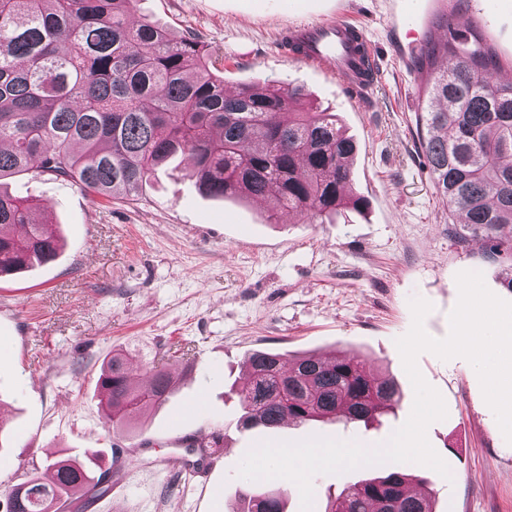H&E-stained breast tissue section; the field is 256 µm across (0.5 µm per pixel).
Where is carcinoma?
Instances as JSON below:
<instances>
[{"label": "carcinoma", "mask_w": 512, "mask_h": 512, "mask_svg": "<svg viewBox=\"0 0 512 512\" xmlns=\"http://www.w3.org/2000/svg\"><path fill=\"white\" fill-rule=\"evenodd\" d=\"M134 0H0V179L35 168L99 197L132 195L180 153L212 197L261 199L276 214L325 220L365 200L351 193L355 142L304 101L298 86L267 80L228 91L218 59L192 35L176 37ZM444 65L435 67L439 61ZM441 108L416 114L420 146L450 216L508 264L512 290V86L492 81L500 62L478 28L425 44ZM62 248L32 204L0 189V277L54 261ZM134 369L121 353L104 363L97 390L107 422L135 419L170 394L164 367ZM241 425L378 420L402 398L396 382L358 356L298 357L256 350L238 389ZM46 483L28 475L9 512H50L63 496L103 492L84 461L58 457ZM328 495L324 512H434L427 479L399 468ZM288 492L244 495L236 512H287Z\"/></svg>", "instance_id": "cac0c4a2"}]
</instances>
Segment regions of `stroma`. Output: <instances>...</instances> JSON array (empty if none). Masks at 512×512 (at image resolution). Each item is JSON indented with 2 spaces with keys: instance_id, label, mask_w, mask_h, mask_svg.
I'll use <instances>...</instances> for the list:
<instances>
[{
  "instance_id": "35a3bbf8",
  "label": "stroma",
  "mask_w": 512,
  "mask_h": 512,
  "mask_svg": "<svg viewBox=\"0 0 512 512\" xmlns=\"http://www.w3.org/2000/svg\"><path fill=\"white\" fill-rule=\"evenodd\" d=\"M285 2L135 0L134 11L197 37L221 59L225 86L276 80L334 113L357 143L352 191L367 208L325 224L278 221L270 204L202 194L179 157L135 195L108 200L35 170L8 179V192L50 215L64 247L52 263L0 278V457L17 464L0 477L1 504L25 474L44 471L49 454H99L120 486L118 512H234L246 488L238 467L257 441L319 435L371 446L406 421L414 392L395 340L411 326V297L432 303L425 329L436 338L449 332L458 272H481L494 294L512 301L505 265L452 222L434 187L415 127L417 112L431 104L427 84L406 71L389 29L395 16L415 26L421 42L436 40L448 0H303L298 14ZM469 4L512 72V10ZM348 15L377 49L378 78L362 99L292 59L278 40L299 20ZM255 349L288 359L357 355L395 378L403 399L370 426L241 428L234 388ZM116 351L136 367L183 371L169 400L125 430L105 424L96 391L102 362ZM418 367L448 412L427 431L452 471L448 479L425 472L436 512H512V444L474 368L427 352ZM201 432L219 438L223 469L203 481L167 468L173 453L195 457L191 439ZM214 483L221 493L211 492Z\"/></svg>"
}]
</instances>
